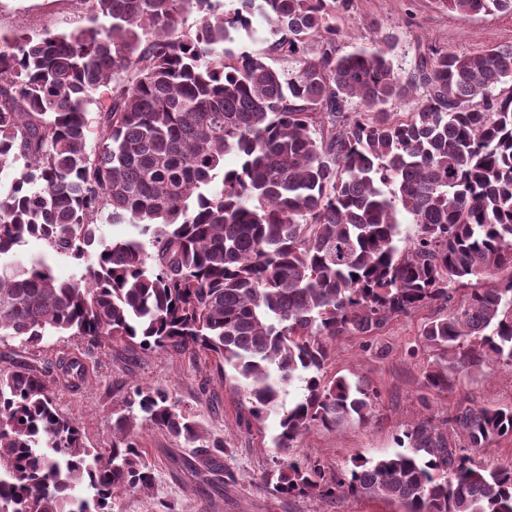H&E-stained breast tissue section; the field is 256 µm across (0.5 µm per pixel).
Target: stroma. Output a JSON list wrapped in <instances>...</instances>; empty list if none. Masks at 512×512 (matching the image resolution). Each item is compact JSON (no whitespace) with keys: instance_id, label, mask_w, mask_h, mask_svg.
Listing matches in <instances>:
<instances>
[{"instance_id":"obj_1","label":"stroma","mask_w":512,"mask_h":512,"mask_svg":"<svg viewBox=\"0 0 512 512\" xmlns=\"http://www.w3.org/2000/svg\"><path fill=\"white\" fill-rule=\"evenodd\" d=\"M72 10L71 0H0V33L70 30L78 24ZM341 27L345 35L364 43L375 40L377 30L393 31L397 40L392 60L403 75L426 46L458 53L487 45L512 46V15L461 17L436 9L432 0H356ZM431 314L424 308L394 319L380 335L337 341L328 373L361 380L378 392V403L367 423L337 431L311 428L298 440L295 455L318 458L337 472L353 456L378 457L398 450L403 430L425 412L445 417L464 398L479 406H512V372L491 366L463 377L445 393L424 388L428 354L411 357L407 349L418 343ZM74 356L88 369L87 383L77 388L57 369L61 359ZM17 360L45 371L58 410L79 422L87 447L107 449L112 412L138 384L165 391L179 409L223 440L226 479L198 489L182 465L190 458V449L166 431L144 430L140 444L155 466V484L146 493L121 495L112 512H392L390 505L365 499L288 500L267 491L262 477L277 456L278 421L272 417L261 425L247 424L241 394L232 381H219L214 366L204 358L132 351L120 344L94 348L69 336L45 338L36 348L18 338L0 340V368Z\"/></svg>"}]
</instances>
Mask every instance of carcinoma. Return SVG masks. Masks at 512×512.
<instances>
[{"label": "carcinoma", "mask_w": 512, "mask_h": 512, "mask_svg": "<svg viewBox=\"0 0 512 512\" xmlns=\"http://www.w3.org/2000/svg\"><path fill=\"white\" fill-rule=\"evenodd\" d=\"M74 2L84 24L73 30L0 36V167L20 166L0 194V339L203 353L254 424L279 417L284 451L313 426L371 417L376 392L327 377L333 346L414 311L446 309L420 333L425 388L444 393L490 364L512 371V86L496 92L512 82V46H428L404 79L390 33L340 52L355 0H232L221 13L212 0ZM435 5L512 13V0ZM257 15L267 48H229ZM417 92L406 115L387 110ZM404 217L417 227L406 243ZM104 222L137 235L108 239ZM30 238L79 272L60 281L43 259L17 260ZM463 280L474 288L458 298L450 285ZM59 367L85 383L79 358ZM294 381L303 395L287 405ZM149 428L195 449L188 468L202 482L224 472V441L164 391L134 386L109 450L94 454L43 371L1 368L0 512H112L120 495L150 491ZM506 438L511 406L465 399L405 429L404 451L355 455L339 476L290 456L263 482L288 499L512 512V464L472 457Z\"/></svg>", "instance_id": "cac0c4a2"}]
</instances>
